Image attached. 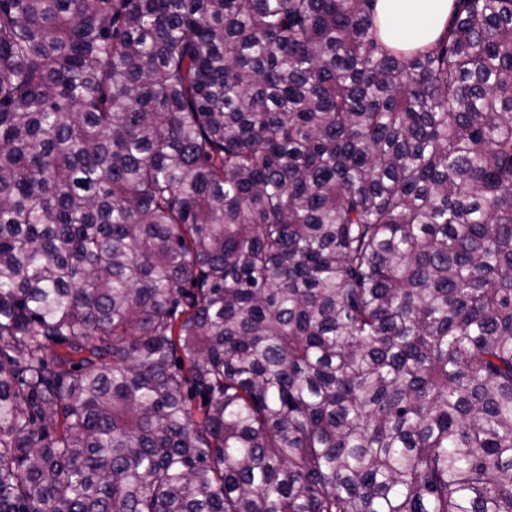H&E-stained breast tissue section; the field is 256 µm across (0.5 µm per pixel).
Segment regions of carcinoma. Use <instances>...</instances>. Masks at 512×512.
Here are the masks:
<instances>
[{
    "label": "carcinoma",
    "instance_id": "cac0c4a2",
    "mask_svg": "<svg viewBox=\"0 0 512 512\" xmlns=\"http://www.w3.org/2000/svg\"><path fill=\"white\" fill-rule=\"evenodd\" d=\"M0 0V512H512V0ZM453 0H377L381 37L397 47H416L437 39L443 32ZM414 21L409 32L405 25Z\"/></svg>",
    "mask_w": 512,
    "mask_h": 512
}]
</instances>
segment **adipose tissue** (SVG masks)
<instances>
[{"label":"adipose tissue","mask_w":512,"mask_h":512,"mask_svg":"<svg viewBox=\"0 0 512 512\" xmlns=\"http://www.w3.org/2000/svg\"><path fill=\"white\" fill-rule=\"evenodd\" d=\"M453 0H377L381 36L398 47H415L443 32Z\"/></svg>","instance_id":"ef3b65f1"}]
</instances>
